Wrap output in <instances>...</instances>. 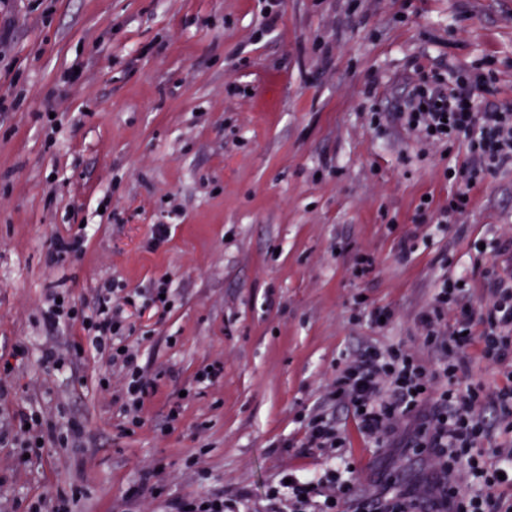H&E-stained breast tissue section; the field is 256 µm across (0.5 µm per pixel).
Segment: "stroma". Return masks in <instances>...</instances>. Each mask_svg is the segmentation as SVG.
Masks as SVG:
<instances>
[{"mask_svg": "<svg viewBox=\"0 0 512 512\" xmlns=\"http://www.w3.org/2000/svg\"><path fill=\"white\" fill-rule=\"evenodd\" d=\"M10 4L0 95L18 104L0 112V353L21 343L29 355L0 371V505L79 484L88 496L77 512H122L157 466L166 498L220 493L236 512H267L285 471L333 468L359 493L421 482L430 459L368 442L327 389L337 364L373 347L434 363L415 318L442 260L475 311L487 271L512 275V250H496L512 236V166L440 225L418 204L447 202L442 170L464 153L423 147L392 117L419 72L446 60L491 70L497 102L511 105L512 0H282L260 38L265 0ZM159 224L168 240L153 250ZM84 225V253L51 263V240ZM407 236L416 249L403 260ZM364 254L374 267L360 275ZM164 275L167 312L131 316L140 364L164 376L144 426L121 438L122 373L90 351L72 370L47 371L43 349L67 351L83 332L47 334L39 309L59 282L91 305L106 281L139 290ZM377 308L390 311L387 325L373 322ZM462 358L486 393L512 385V369L479 343ZM214 361L223 378L192 393ZM31 409L81 422L82 443L24 457L13 417ZM316 410L347 439L336 456L288 445Z\"/></svg>", "mask_w": 512, "mask_h": 512, "instance_id": "obj_1", "label": "stroma"}]
</instances>
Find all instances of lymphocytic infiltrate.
Instances as JSON below:
<instances>
[{"instance_id":"f902f5d3","label":"lymphocytic infiltrate","mask_w":512,"mask_h":512,"mask_svg":"<svg viewBox=\"0 0 512 512\" xmlns=\"http://www.w3.org/2000/svg\"><path fill=\"white\" fill-rule=\"evenodd\" d=\"M486 86L480 75L422 81L394 105L396 119L420 140L465 147L464 161L443 172L454 189L447 205L438 210L442 224L467 211L469 187L512 164V112L489 99H478ZM171 292L170 281L155 280L138 304L133 292L109 281L98 288L96 302L88 309L72 301L67 289L56 287L50 289L42 310L48 329L79 322L85 330L71 357L52 346L44 349L41 358L47 368L66 370L88 349L121 368L122 431L143 426L144 403L162 378L161 373L148 372L138 364L137 351L129 343L133 326L126 310L137 304L153 312L163 310L172 303ZM464 293L458 281L441 276L431 304L416 316L425 347L444 355L439 367H429L413 353L393 347L371 349L337 369L329 389L330 397L351 405L360 431L375 445L404 434L405 447L431 460L427 480L412 486H397L389 480L377 491L360 496L336 470L318 476L294 472L289 482L271 487L273 512H512V499L498 493L501 486H512V448L498 449L496 463L486 461L484 428L478 416L485 397L462 383L465 366L448 353L449 346H468L469 333L478 323L485 357L512 367V277H493L479 313L461 306ZM300 445L311 452L333 454L343 448L344 438L333 417L314 413L306 420Z\"/></svg>"}]
</instances>
